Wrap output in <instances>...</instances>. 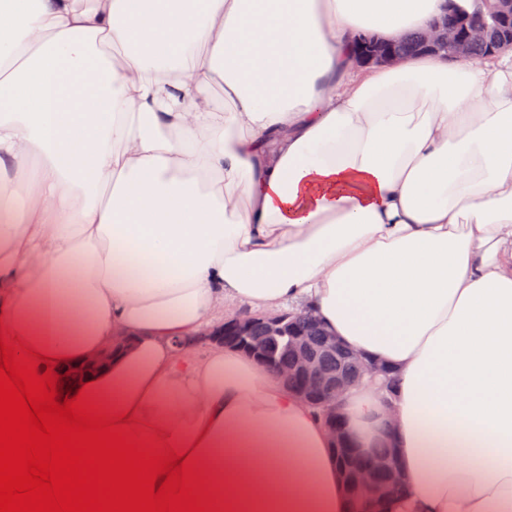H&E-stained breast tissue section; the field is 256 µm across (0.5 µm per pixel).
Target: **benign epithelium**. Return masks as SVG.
Segmentation results:
<instances>
[{
  "mask_svg": "<svg viewBox=\"0 0 512 512\" xmlns=\"http://www.w3.org/2000/svg\"><path fill=\"white\" fill-rule=\"evenodd\" d=\"M443 13L433 19L421 34L425 53L443 55L449 60H465L474 56L476 44L485 45L484 55L512 51V0H482V9L467 14L453 8L454 0H447ZM400 41H380L372 36H362L358 44V58L363 64L395 66L404 58L398 51ZM321 327V319L308 309L294 318L287 313L277 315H239L224 320L198 342H211L236 347L263 368L275 370L284 379L288 389L316 407L338 451L337 462L348 484L354 501L369 512H387L389 501L405 487L406 478L396 454L376 457L371 464L362 463L364 454L348 429L345 416L340 412L343 396L349 389L361 385H376L381 390L390 389L391 368L354 351L340 342L333 334L320 331L319 348L309 343L300 322ZM262 324L270 336L286 340L290 352L288 367L274 364L270 347L257 335L256 324ZM114 350L107 349L81 362L65 367L59 385L68 389L83 378L110 367ZM344 356L353 360L361 369L356 378L347 376L341 369L328 371L323 356Z\"/></svg>",
  "mask_w": 512,
  "mask_h": 512,
  "instance_id": "obj_1",
  "label": "benign epithelium"
}]
</instances>
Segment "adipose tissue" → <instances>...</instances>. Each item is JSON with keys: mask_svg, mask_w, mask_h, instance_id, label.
<instances>
[{"mask_svg": "<svg viewBox=\"0 0 512 512\" xmlns=\"http://www.w3.org/2000/svg\"><path fill=\"white\" fill-rule=\"evenodd\" d=\"M444 0H0V324L192 451L236 512H353L317 411L235 308L391 366L343 413L392 512H512V58L358 66ZM223 106H216L214 86ZM113 355L114 350L111 348L84 361L68 365L59 374L62 375V378H59L60 387L68 389L81 382L83 378L107 369L111 365Z\"/></svg>", "mask_w": 512, "mask_h": 512, "instance_id": "ef3b65f1", "label": "adipose tissue"}]
</instances>
